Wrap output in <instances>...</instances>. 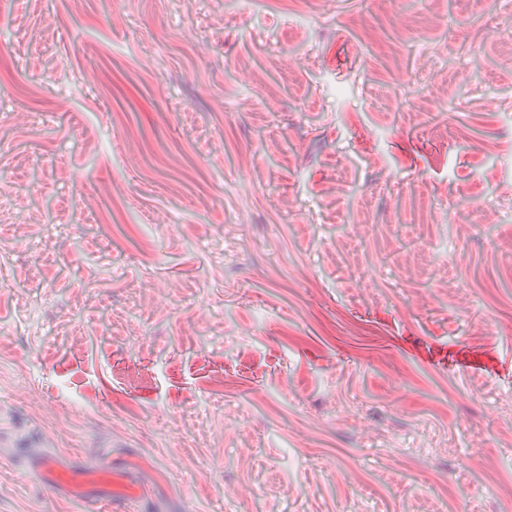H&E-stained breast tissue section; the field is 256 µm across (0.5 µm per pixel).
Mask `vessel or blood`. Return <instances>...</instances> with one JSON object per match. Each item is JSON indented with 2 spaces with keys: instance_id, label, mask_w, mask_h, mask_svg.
<instances>
[{
  "instance_id": "obj_1",
  "label": "vessel or blood",
  "mask_w": 512,
  "mask_h": 512,
  "mask_svg": "<svg viewBox=\"0 0 512 512\" xmlns=\"http://www.w3.org/2000/svg\"><path fill=\"white\" fill-rule=\"evenodd\" d=\"M40 484L57 499L98 505L100 512H126L112 489V467L76 457L35 455L28 462Z\"/></svg>"
}]
</instances>
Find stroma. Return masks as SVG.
Wrapping results in <instances>:
<instances>
[{"instance_id":"35a3bbf8","label":"stroma","mask_w":512,"mask_h":512,"mask_svg":"<svg viewBox=\"0 0 512 512\" xmlns=\"http://www.w3.org/2000/svg\"><path fill=\"white\" fill-rule=\"evenodd\" d=\"M0 177V512H512V0H0ZM40 484L62 501L94 503L101 512L131 509L118 502L112 490V462L93 464L77 457L35 455L28 462Z\"/></svg>"}]
</instances>
